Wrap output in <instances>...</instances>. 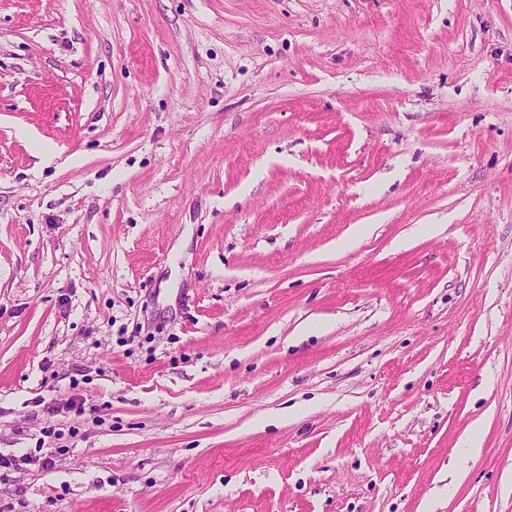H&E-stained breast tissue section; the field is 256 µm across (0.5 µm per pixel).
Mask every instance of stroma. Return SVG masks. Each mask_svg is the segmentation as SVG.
<instances>
[{
  "instance_id": "stroma-1",
  "label": "stroma",
  "mask_w": 512,
  "mask_h": 512,
  "mask_svg": "<svg viewBox=\"0 0 512 512\" xmlns=\"http://www.w3.org/2000/svg\"><path fill=\"white\" fill-rule=\"evenodd\" d=\"M41 445L0 512H512V0H0Z\"/></svg>"
}]
</instances>
